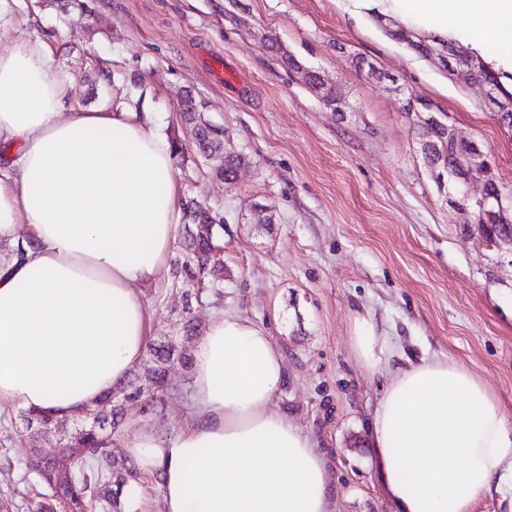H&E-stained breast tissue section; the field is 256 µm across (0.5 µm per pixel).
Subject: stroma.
Returning a JSON list of instances; mask_svg holds the SVG:
<instances>
[{
	"mask_svg": "<svg viewBox=\"0 0 512 512\" xmlns=\"http://www.w3.org/2000/svg\"><path fill=\"white\" fill-rule=\"evenodd\" d=\"M93 0L95 18L61 0H13L14 24L0 52L23 40L41 45L70 80L71 98L112 111L144 101L175 141L182 200L224 209V298L194 306L200 327L231 314L264 329L284 356L286 381L271 402L306 431L335 489L332 512H396L373 451L369 423L388 369L422 357L449 358L469 370L512 415V271L463 234L430 176L414 133L408 96L431 100L464 134L491 151L512 187V135L479 94L438 64L386 34L345 0ZM276 34L304 65L345 96L328 109L302 75L288 71L265 42ZM448 33L494 68L512 72V42L480 38L464 23ZM364 58L390 73L358 74ZM114 81H98L99 69ZM192 92L224 146L245 159L234 182L217 177L181 121ZM265 207L271 223L254 221ZM152 338L170 332L183 306L173 273L142 287ZM371 316L388 343L378 367L351 346L356 315ZM192 374L173 368L166 407L125 406L126 447L137 427L164 438L190 421ZM0 498L26 512L19 489L31 450L17 409L0 414Z\"/></svg>",
	"mask_w": 512,
	"mask_h": 512,
	"instance_id": "1",
	"label": "stroma"
}]
</instances>
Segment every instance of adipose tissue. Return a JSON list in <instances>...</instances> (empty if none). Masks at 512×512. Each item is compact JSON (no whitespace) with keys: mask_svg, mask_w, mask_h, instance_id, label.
<instances>
[{"mask_svg":"<svg viewBox=\"0 0 512 512\" xmlns=\"http://www.w3.org/2000/svg\"><path fill=\"white\" fill-rule=\"evenodd\" d=\"M444 35L512 25V0H400ZM41 50L0 52V405L70 414L123 384L150 336L141 287L167 269L181 218L174 149L147 108L71 106ZM27 225V237L18 234ZM286 380L270 336L213 319L192 367L194 416L164 439L137 428L125 454L156 477L164 512H331L311 437L268 411ZM371 445L398 512H471L512 489V418L473 373L422 358L393 372Z\"/></svg>","mask_w":512,"mask_h":512,"instance_id":"1","label":"adipose tissue"}]
</instances>
